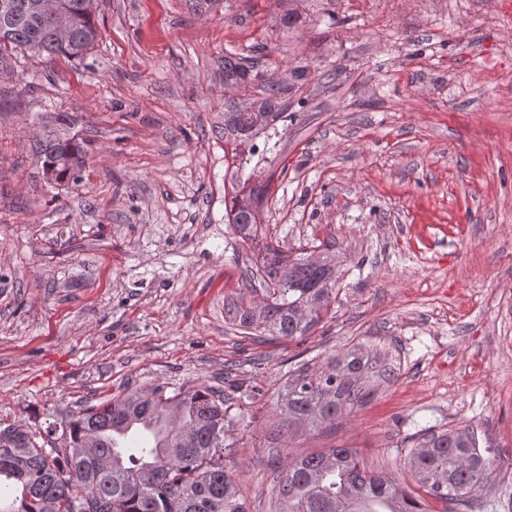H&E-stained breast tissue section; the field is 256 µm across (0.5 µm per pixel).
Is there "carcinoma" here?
Masks as SVG:
<instances>
[{
    "instance_id": "1",
    "label": "carcinoma",
    "mask_w": 512,
    "mask_h": 512,
    "mask_svg": "<svg viewBox=\"0 0 512 512\" xmlns=\"http://www.w3.org/2000/svg\"><path fill=\"white\" fill-rule=\"evenodd\" d=\"M0 10V61L21 49L47 60L79 59L100 38L94 0H59L71 21V36L57 40L50 21L36 12L39 0H10ZM245 57H224V81L259 80ZM268 89L264 112L224 113V140L248 150L234 152L237 170L250 169L224 191L229 224L242 242L257 241L255 208L262 206L271 180L261 164L274 154L282 135L277 122L281 96ZM78 142L49 139L44 164L68 174L80 162ZM297 257L270 243L250 265L244 288L262 299L239 297L227 307L234 328L255 337L294 339L322 318L339 280L329 245ZM390 379L376 347L357 344L317 370L298 364L288 370L276 408L283 426L333 423L369 401L374 380ZM228 388L184 384L135 388L101 405H91L64 423L42 429L9 425L0 429V512H249L238 484L224 469V442L235 417L231 393L241 388L231 372ZM42 437L47 446L37 444ZM419 488L443 505L467 502L487 479L489 461L475 433L456 429L427 432L404 459ZM276 512H424L421 500L361 463L352 448L295 458L273 478Z\"/></svg>"
}]
</instances>
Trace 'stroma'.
Returning <instances> with one entry per match:
<instances>
[{
  "instance_id": "obj_1",
  "label": "stroma",
  "mask_w": 512,
  "mask_h": 512,
  "mask_svg": "<svg viewBox=\"0 0 512 512\" xmlns=\"http://www.w3.org/2000/svg\"><path fill=\"white\" fill-rule=\"evenodd\" d=\"M505 0H97L79 61L0 66V423L45 426L137 387L236 395L224 464L250 512H273L275 461L356 449L413 490L425 430L472 427L491 462L481 512H512V25ZM298 24L282 32L280 14ZM260 81L224 84V57ZM305 66L306 81L290 72ZM288 86L261 230L341 261L323 320L255 341L224 321L242 246L224 219V114ZM70 118L60 125L59 115ZM86 151L47 179L53 134ZM358 343L395 377L315 429L278 431L291 365Z\"/></svg>"
}]
</instances>
